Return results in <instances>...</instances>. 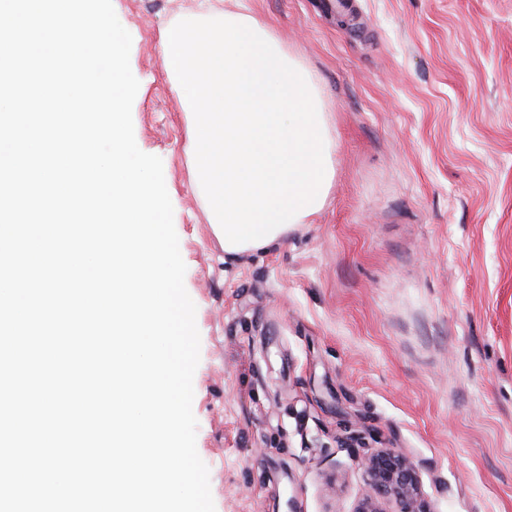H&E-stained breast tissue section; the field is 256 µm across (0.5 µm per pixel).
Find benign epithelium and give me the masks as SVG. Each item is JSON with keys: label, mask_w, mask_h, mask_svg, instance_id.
<instances>
[{"label": "benign epithelium", "mask_w": 512, "mask_h": 512, "mask_svg": "<svg viewBox=\"0 0 512 512\" xmlns=\"http://www.w3.org/2000/svg\"><path fill=\"white\" fill-rule=\"evenodd\" d=\"M366 474L365 489L354 512H433L421 494V481L414 462L394 448H378L361 462Z\"/></svg>", "instance_id": "benign-epithelium-1"}]
</instances>
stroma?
Returning <instances> with one entry per match:
<instances>
[{"instance_id": "stroma-1", "label": "stroma", "mask_w": 512, "mask_h": 512, "mask_svg": "<svg viewBox=\"0 0 512 512\" xmlns=\"http://www.w3.org/2000/svg\"><path fill=\"white\" fill-rule=\"evenodd\" d=\"M139 149L161 158L196 305V448L215 512H352L375 448L433 512H512V0H245L314 77L322 211L229 257L161 48L192 0H112Z\"/></svg>"}]
</instances>
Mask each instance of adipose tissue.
I'll return each instance as SVG.
<instances>
[{
    "label": "adipose tissue",
    "mask_w": 512,
    "mask_h": 512,
    "mask_svg": "<svg viewBox=\"0 0 512 512\" xmlns=\"http://www.w3.org/2000/svg\"><path fill=\"white\" fill-rule=\"evenodd\" d=\"M211 2L167 31L162 52L191 108L187 150L207 220L236 255L312 222L334 176L333 141L314 79L270 27Z\"/></svg>",
    "instance_id": "1"
}]
</instances>
